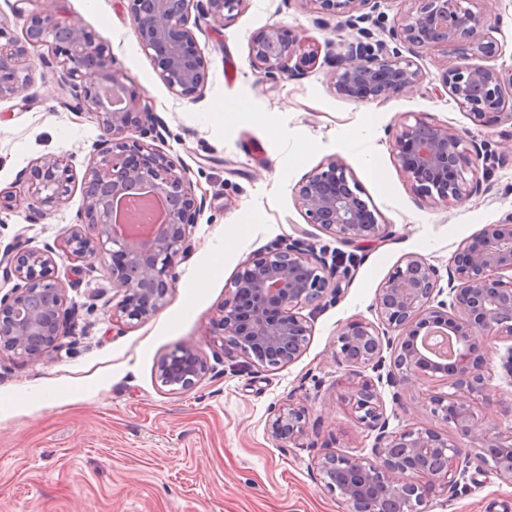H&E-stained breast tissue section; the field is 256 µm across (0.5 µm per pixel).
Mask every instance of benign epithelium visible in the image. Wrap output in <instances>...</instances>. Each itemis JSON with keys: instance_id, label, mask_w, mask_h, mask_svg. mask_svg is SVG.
I'll return each mask as SVG.
<instances>
[{"instance_id": "1", "label": "benign epithelium", "mask_w": 512, "mask_h": 512, "mask_svg": "<svg viewBox=\"0 0 512 512\" xmlns=\"http://www.w3.org/2000/svg\"><path fill=\"white\" fill-rule=\"evenodd\" d=\"M138 42L169 91L195 99L208 79L206 60L196 47L192 12L217 21L243 0H129ZM328 19L336 31L351 29L354 40L333 58L336 94L350 100L384 101L422 79L420 69L389 42L429 47L443 54L461 44L473 55H488L490 42L475 39L490 26L480 0H414L389 30L390 41L363 26L370 16L353 15L376 0H300ZM19 40L0 26V98L20 94L29 81L30 49L47 47L62 69L64 83L79 109L95 116L104 138L81 181L83 205L76 224L57 248L15 244L0 253V276L15 281L0 297V359H38L58 345L64 316L70 329L77 315L67 306L54 254L62 251L82 272L91 259L104 262L122 299L112 310L117 319L144 320L165 304L179 257L188 249L189 227L203 208L186 173L168 157L133 136L158 131L161 121L140 110L144 91L128 85L116 67L108 43L80 24L62 20L48 7L25 14ZM318 45L291 36L279 24L257 32L249 45L253 69L267 75L300 76L318 59ZM443 87L481 125L512 117V76L472 65L447 69ZM482 147L448 128L422 120L402 122L395 136L394 159L415 190L431 200L462 202L480 190L466 179ZM347 164L336 157L294 187L295 201L310 224H318L346 246L391 236V225L378 222L358 187H350ZM28 211L41 219L69 198L73 168L60 156L43 157L25 173ZM351 268L329 264L295 242L244 261L224 294L212 335L223 347L251 363L279 370L303 353L312 328L303 309L324 299L337 301ZM439 270L408 255L383 283L375 307L385 332L362 320H349L337 335L335 359L352 368L385 367L386 379L400 390L421 378L450 376L456 393L432 396L433 413L454 425L448 436L425 425L389 430L383 398L370 379L347 387L349 401L364 429L376 432L375 460L325 449L316 461L321 482L350 504L352 512H426L428 502L457 491V477L471 466L487 467L512 483V431L491 425L479 410L485 396L486 342H512V215L488 224L465 243L448 268L447 286ZM448 294V300L440 299ZM209 372L193 348L178 359L161 361L157 380L174 391L195 386ZM277 440L307 435L308 410L289 403L268 422Z\"/></svg>"}]
</instances>
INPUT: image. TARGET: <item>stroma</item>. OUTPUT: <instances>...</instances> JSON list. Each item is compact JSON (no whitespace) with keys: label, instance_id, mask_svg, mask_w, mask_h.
I'll use <instances>...</instances> for the list:
<instances>
[{"label":"stroma","instance_id":"stroma-1","mask_svg":"<svg viewBox=\"0 0 512 512\" xmlns=\"http://www.w3.org/2000/svg\"><path fill=\"white\" fill-rule=\"evenodd\" d=\"M58 7L63 19L110 41L125 83L144 90L142 109L163 123L158 134L144 135V143L183 169L205 204L163 308L146 320L113 321L121 295L100 262L75 277L70 260L56 253L80 330L40 360L0 361V512H350L314 468L322 448L368 457L374 444L343 398L339 381L348 370L334 358L337 332L351 319L379 325L375 297L405 256H421L447 272L464 243L512 213V116L475 124L441 82L450 65L512 72V0H490L491 27L477 34L493 42L494 54L404 49L423 78L382 102L336 94L330 60L354 33L336 35L301 0H243L223 21L200 18L195 35L208 82L196 100L176 98L159 79L134 34L128 0H60ZM275 23L318 44V62L304 76L269 79L253 70L250 40ZM59 76L51 53L38 48L28 86L0 99V190L25 191L24 171L45 156L67 158L79 176L89 164L102 132L88 113L70 108ZM235 101L266 113V122L227 127L207 120L217 105ZM367 113L373 132L356 139ZM418 118L489 145L491 156L474 173L483 192L457 204H435L417 193L394 159L393 144L400 121ZM298 130L313 144L300 159L293 139ZM363 154L373 157L377 173L360 162ZM335 156L393 234L356 248L341 300L309 312L312 335L303 354L266 371L223 349L209 334L210 322L248 257L293 241L328 257L340 250L333 235L308 223L294 199L295 185ZM82 204L76 184L68 202L38 223L27 221L23 201L0 212V250L19 241L55 245ZM232 231L239 240L227 252L224 236ZM204 275L207 287H197ZM180 347L199 350L212 371L194 387L171 393L160 387L157 368ZM486 377L484 413L490 424L512 429V380L492 353ZM379 390L390 430L420 423L444 430L428 398L452 393L449 379L418 380L397 404L390 387ZM290 400L307 407L309 431L288 443L272 438L267 424ZM429 512H512V484L469 470L456 496L434 497Z\"/></svg>","mask_w":512,"mask_h":512}]
</instances>
